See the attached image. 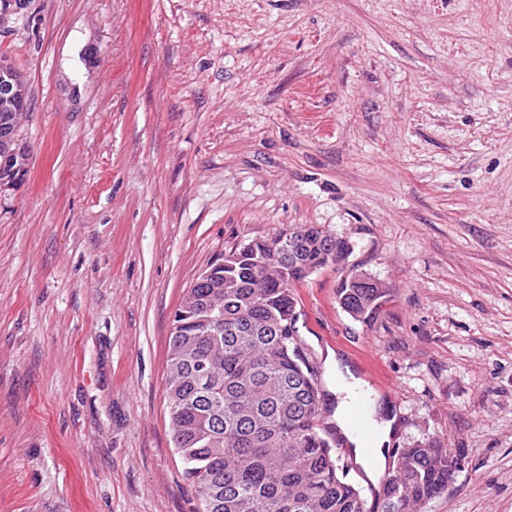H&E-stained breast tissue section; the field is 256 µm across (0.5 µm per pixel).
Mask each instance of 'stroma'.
I'll return each mask as SVG.
<instances>
[{
    "label": "stroma",
    "mask_w": 512,
    "mask_h": 512,
    "mask_svg": "<svg viewBox=\"0 0 512 512\" xmlns=\"http://www.w3.org/2000/svg\"><path fill=\"white\" fill-rule=\"evenodd\" d=\"M0 186V512H194L171 325L225 253L345 241L300 334L459 458L423 512H512V0H27ZM354 268L389 297L345 313ZM11 68L12 74L16 80V91L9 73L0 71V102L11 100L7 104L1 103L0 106V161L3 154L10 153L8 164L0 166V181H14L24 170L25 161L27 159V151L24 145L14 143L16 111L27 112L29 109V99L25 80L21 73L8 63L7 60H0Z\"/></svg>",
    "instance_id": "35a3bbf8"
}]
</instances>
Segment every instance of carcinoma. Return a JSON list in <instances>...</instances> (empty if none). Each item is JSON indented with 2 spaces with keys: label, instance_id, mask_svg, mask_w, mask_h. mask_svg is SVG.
Instances as JSON below:
<instances>
[{
  "label": "carcinoma",
  "instance_id": "obj_1",
  "mask_svg": "<svg viewBox=\"0 0 512 512\" xmlns=\"http://www.w3.org/2000/svg\"><path fill=\"white\" fill-rule=\"evenodd\" d=\"M0 105V181L24 170L14 143L16 116L28 111L25 80ZM299 252L286 268L254 239L213 264L191 288L169 342L166 392L172 439L194 487L196 512H371L349 479L325 425L321 371L294 324L293 292L310 272L337 263L344 243L315 224L276 232ZM387 289L341 279L336 296L352 318L372 322ZM458 460L435 444L404 448L379 494L381 512H417L448 491Z\"/></svg>",
  "mask_w": 512,
  "mask_h": 512
}]
</instances>
